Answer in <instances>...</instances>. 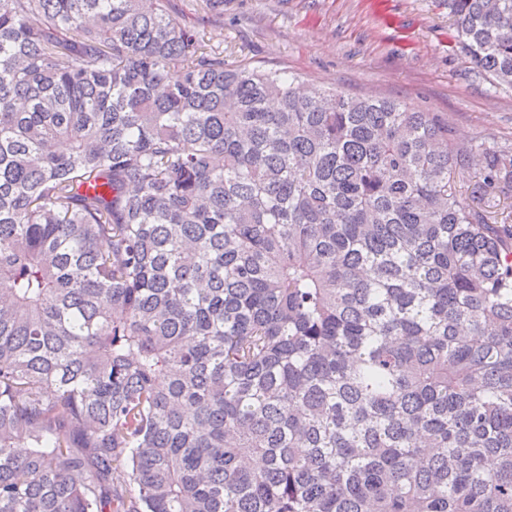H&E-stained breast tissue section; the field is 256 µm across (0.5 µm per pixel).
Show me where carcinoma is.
<instances>
[{
  "mask_svg": "<svg viewBox=\"0 0 512 512\" xmlns=\"http://www.w3.org/2000/svg\"><path fill=\"white\" fill-rule=\"evenodd\" d=\"M170 2L0 0V512H512V148Z\"/></svg>",
  "mask_w": 512,
  "mask_h": 512,
  "instance_id": "1",
  "label": "carcinoma"
}]
</instances>
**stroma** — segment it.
<instances>
[{
  "label": "stroma",
  "mask_w": 512,
  "mask_h": 512,
  "mask_svg": "<svg viewBox=\"0 0 512 512\" xmlns=\"http://www.w3.org/2000/svg\"><path fill=\"white\" fill-rule=\"evenodd\" d=\"M205 38L228 65L444 112L455 139L512 146V88L458 50L448 0H224Z\"/></svg>",
  "instance_id": "35a3bbf8"
}]
</instances>
